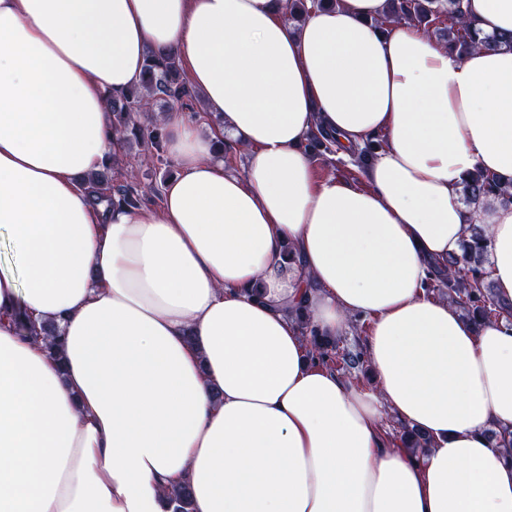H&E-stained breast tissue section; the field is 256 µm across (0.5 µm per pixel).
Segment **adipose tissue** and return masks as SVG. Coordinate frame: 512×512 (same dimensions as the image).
<instances>
[{
  "label": "adipose tissue",
  "mask_w": 512,
  "mask_h": 512,
  "mask_svg": "<svg viewBox=\"0 0 512 512\" xmlns=\"http://www.w3.org/2000/svg\"><path fill=\"white\" fill-rule=\"evenodd\" d=\"M288 7L0 0V512H173L185 484L194 512H512L487 435L512 433V321L425 291L473 222L512 302V204L461 201L475 172L512 184V47L458 55L386 0ZM462 8L512 33V0ZM151 50L212 120L158 113L160 202L112 206L110 102ZM318 129L344 160L375 143L362 183L315 178ZM301 313L369 320L371 387L311 359ZM382 424L387 433L389 435L391 434L396 439H399L402 433L401 441L406 447L421 448L422 445L427 442V438L422 436L419 432H416L414 429H409L408 427L403 426L402 431V425L391 415H386L382 420Z\"/></svg>",
  "instance_id": "obj_1"
}]
</instances>
